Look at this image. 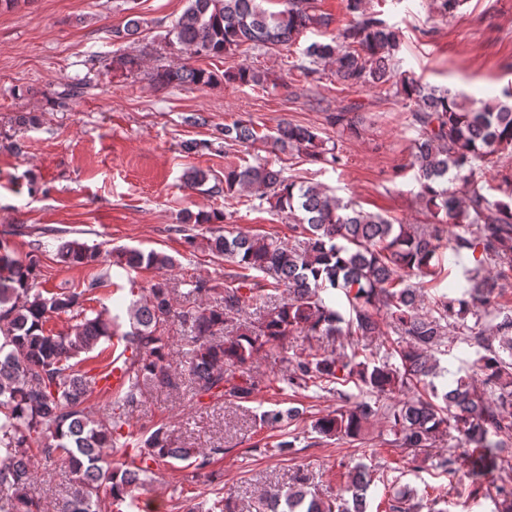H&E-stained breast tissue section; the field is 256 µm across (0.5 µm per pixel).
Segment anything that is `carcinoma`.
I'll list each match as a JSON object with an SVG mask.
<instances>
[{
	"label": "carcinoma",
	"instance_id": "carcinoma-1",
	"mask_svg": "<svg viewBox=\"0 0 512 512\" xmlns=\"http://www.w3.org/2000/svg\"><path fill=\"white\" fill-rule=\"evenodd\" d=\"M265 0H187L171 33L177 51L188 58H224L245 48L291 45L309 30L329 29L332 17L314 0H282L269 11ZM352 15L328 42H313L303 51L308 62L293 65L306 82L322 79L320 65L334 67L336 80L349 87L380 88L399 97L418 132L410 167L416 170L417 201L432 217L428 224H402L380 213L357 209L320 186L296 181L284 170L259 163L224 169L216 192L232 196L242 190L292 221L295 243L238 232L205 238L212 255L236 268L227 275L221 303L177 309L167 272L175 259L163 252L137 248L118 254L129 270L154 269L158 278L141 289L128 307L129 330L116 335L112 319L90 317L84 302L101 284L93 278L80 292L49 289L39 282L43 243L19 256L0 239V512H46L29 495L34 483L33 449L56 454L76 475L75 485L55 498L52 512H123L138 507L135 492L153 469L180 460L202 470L222 448H176L162 426L137 442L135 452H113L129 410L141 404L150 388H177L172 373L167 328L187 331L185 376L195 394H217L237 403L252 401L256 383L248 366L268 347L290 336L331 345L321 351L299 344L284 357L286 376L277 379L292 389H325L354 384L362 398L339 392L343 405L316 418L310 433L319 438H357L378 416L389 423L391 444L418 453L456 432L465 447L439 455L436 467L448 479L470 480L474 493L494 504V512H512V490L484 484L492 472H512V309L502 310L498 297L512 279V175L498 186L507 200H491L479 187L478 170L501 167L512 156V91L490 99H468L423 85L396 70L401 40L395 28L365 0H344ZM218 75L181 63L156 74L159 85L208 86ZM224 81L262 87L263 70L240 64L224 72ZM336 133L357 130L346 109L327 116ZM224 145L260 143L271 153L297 152L311 162L338 164L337 143L327 144L317 129L282 122L260 136L252 121L238 118L218 130ZM227 215L184 212V224L226 223ZM465 226L447 234V225ZM454 255L481 251L461 279L420 306L414 274L432 283L441 273L439 251ZM61 258L75 266H92L99 254L77 239L61 241ZM283 291L286 297L257 326L227 330L233 317L264 298ZM67 315L74 324L65 332L47 328ZM498 319L495 333L477 330L487 316ZM474 318V325L467 318ZM456 328L459 341L476 348L464 374L452 385L437 386L448 369L437 355L448 354L446 336ZM397 335L391 355L398 364L370 348L376 336ZM131 352L124 363L131 383L114 391V407L91 417L85 407L96 376L80 368L100 342L112 338ZM401 394L392 403L387 400ZM299 410L268 409L260 422L277 427L294 420ZM352 503L308 498V477L299 472L287 490L266 491L255 512H365L369 481L364 466L346 474ZM407 489L399 490L377 512H421ZM186 512H235L231 498L204 499Z\"/></svg>",
	"mask_w": 512,
	"mask_h": 512
}]
</instances>
